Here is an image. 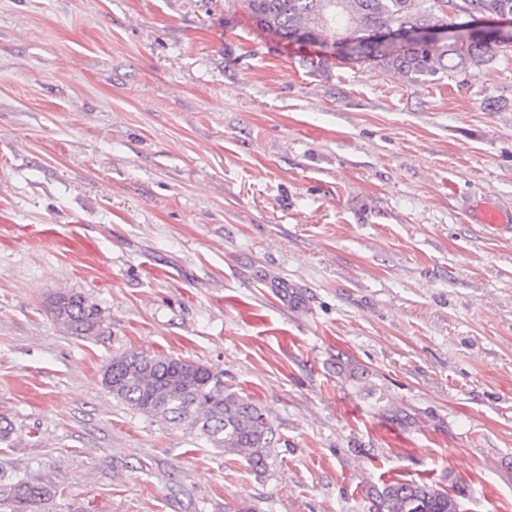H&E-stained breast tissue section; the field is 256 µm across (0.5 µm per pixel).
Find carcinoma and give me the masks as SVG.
Instances as JSON below:
<instances>
[{
    "label": "carcinoma",
    "instance_id": "1",
    "mask_svg": "<svg viewBox=\"0 0 512 512\" xmlns=\"http://www.w3.org/2000/svg\"><path fill=\"white\" fill-rule=\"evenodd\" d=\"M262 27L287 41L317 32L332 44L348 39L349 56L371 59L383 69L416 84H433L462 74L495 57V47L512 43L468 41L387 49L372 41L378 29L403 24L430 26L450 22L465 29L482 21L509 17L512 0H242ZM48 311L74 336H92L104 325L93 299L71 291L56 293ZM102 384L112 396L147 417L181 425L226 454L243 457L262 475L270 466L272 432L252 400L224 388L223 375L200 363L169 355L130 351L112 358ZM54 491L34 479L0 485V503L11 512H35ZM372 512H460L444 490L412 480H394L366 492Z\"/></svg>",
    "mask_w": 512,
    "mask_h": 512
}]
</instances>
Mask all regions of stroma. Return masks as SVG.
Listing matches in <instances>:
<instances>
[{
  "label": "stroma",
  "instance_id": "obj_1",
  "mask_svg": "<svg viewBox=\"0 0 512 512\" xmlns=\"http://www.w3.org/2000/svg\"><path fill=\"white\" fill-rule=\"evenodd\" d=\"M240 0H0V469L40 512H512V44L416 85ZM72 290L105 328L46 311ZM135 350L265 411L255 476L113 399ZM48 311L55 321L74 336H92L104 325L103 311L99 304L81 293H56L49 300ZM54 491L35 479L22 478L0 485V504L8 502L11 512H33L38 505L48 501ZM366 496L372 512H460L448 492L412 480L386 482L369 489Z\"/></svg>",
  "mask_w": 512,
  "mask_h": 512
}]
</instances>
